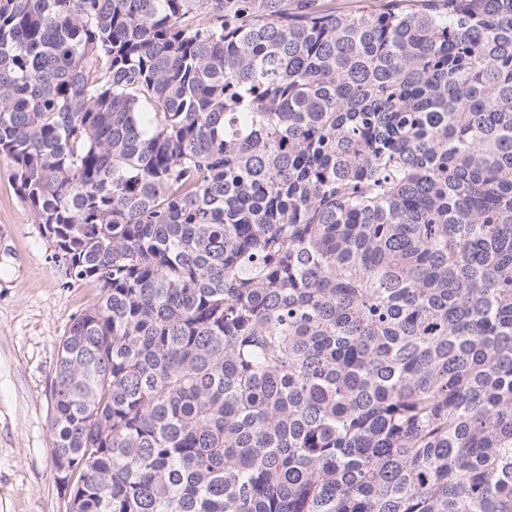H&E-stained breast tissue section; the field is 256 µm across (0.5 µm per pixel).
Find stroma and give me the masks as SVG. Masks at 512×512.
<instances>
[{
  "label": "stroma",
  "mask_w": 512,
  "mask_h": 512,
  "mask_svg": "<svg viewBox=\"0 0 512 512\" xmlns=\"http://www.w3.org/2000/svg\"><path fill=\"white\" fill-rule=\"evenodd\" d=\"M52 252L0 156V512H68L51 457V380L63 336L100 290L68 281Z\"/></svg>",
  "instance_id": "stroma-1"
}]
</instances>
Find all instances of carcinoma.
Segmentation results:
<instances>
[{
    "mask_svg": "<svg viewBox=\"0 0 512 512\" xmlns=\"http://www.w3.org/2000/svg\"><path fill=\"white\" fill-rule=\"evenodd\" d=\"M0 155L69 512H512V0H0Z\"/></svg>",
    "mask_w": 512,
    "mask_h": 512,
    "instance_id": "carcinoma-1",
    "label": "carcinoma"
}]
</instances>
